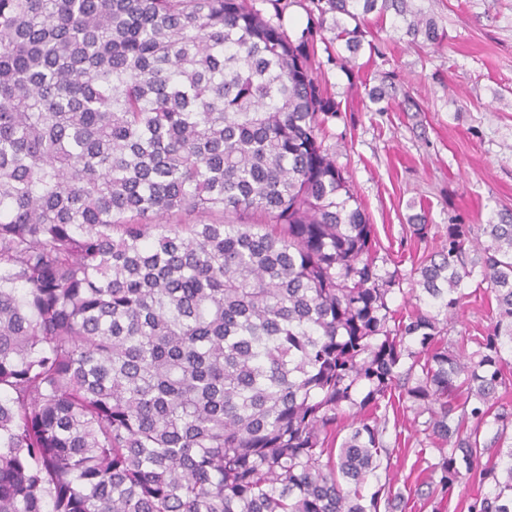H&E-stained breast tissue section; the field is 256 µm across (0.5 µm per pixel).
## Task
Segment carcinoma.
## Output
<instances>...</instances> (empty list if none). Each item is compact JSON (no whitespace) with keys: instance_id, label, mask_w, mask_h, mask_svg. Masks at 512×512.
<instances>
[{"instance_id":"cac0c4a2","label":"carcinoma","mask_w":512,"mask_h":512,"mask_svg":"<svg viewBox=\"0 0 512 512\" xmlns=\"http://www.w3.org/2000/svg\"><path fill=\"white\" fill-rule=\"evenodd\" d=\"M262 2L0 0V512H392L398 401L418 495L512 512V212L448 225L398 319L321 136L317 33L345 67L372 13L445 31L308 0L293 40ZM475 276L495 324L458 340Z\"/></svg>"}]
</instances>
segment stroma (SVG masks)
<instances>
[{"instance_id": "35a3bbf8", "label": "stroma", "mask_w": 512, "mask_h": 512, "mask_svg": "<svg viewBox=\"0 0 512 512\" xmlns=\"http://www.w3.org/2000/svg\"><path fill=\"white\" fill-rule=\"evenodd\" d=\"M447 32L441 47L408 43L390 21H371L373 49L354 67L329 66L325 80L341 110L327 125L326 142L375 229L380 274L403 282L389 298L408 315L419 305L408 277L423 255L440 248L449 224H484L512 210V0H416ZM390 73L399 95L419 111H378L369 90ZM426 213L433 232L420 238L413 217ZM495 300L468 283L455 336L481 335L494 323ZM405 456L391 458L390 476L408 496L405 512H433L414 496L411 466L419 447L413 414L399 418Z\"/></svg>"}]
</instances>
